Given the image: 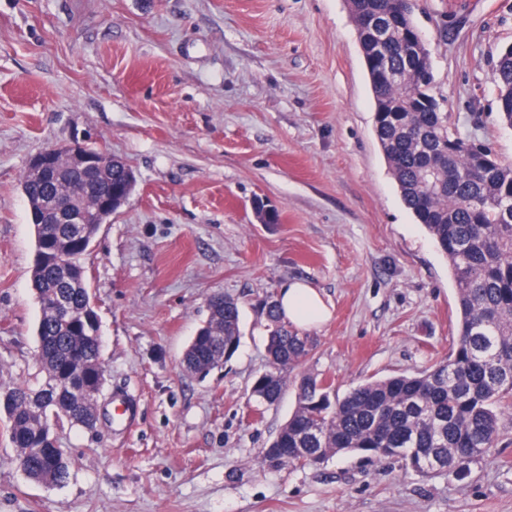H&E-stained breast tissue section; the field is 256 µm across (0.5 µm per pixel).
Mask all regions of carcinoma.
I'll use <instances>...</instances> for the list:
<instances>
[{
    "label": "carcinoma",
    "mask_w": 512,
    "mask_h": 512,
    "mask_svg": "<svg viewBox=\"0 0 512 512\" xmlns=\"http://www.w3.org/2000/svg\"><path fill=\"white\" fill-rule=\"evenodd\" d=\"M355 24L368 31L385 25L387 41L361 42L374 99V131L404 205L448 261L457 295V334L448 354L414 375L367 380L336 395L331 380L304 375L297 406L271 443L261 450L263 466L320 465L332 457L361 452L397 458L422 477L462 480L470 466L487 457L503 434L500 416L512 407V165L477 139L461 137L442 110L431 51L414 20L396 0H350ZM497 121L512 128V46L499 55L493 72ZM123 161L107 156L96 179L69 166L49 181L26 172V197L36 238L32 286L39 304L36 335L45 413L73 425L97 412L94 389L102 371V343L91 305L82 241L94 239L104 219L99 206L123 193ZM86 183L80 204L88 221L63 223L50 197ZM77 315L55 310L60 297ZM209 317L183 355V367L200 373L218 367L241 340L238 303L209 298ZM267 370L255 380L251 397L273 406L291 373L315 349L267 304ZM35 389L19 383L0 391V413L10 423L13 445L25 456L24 472L35 482L63 486L69 466L60 448L41 447L37 406L25 397Z\"/></svg>",
    "instance_id": "carcinoma-1"
}]
</instances>
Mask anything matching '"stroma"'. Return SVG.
<instances>
[{"mask_svg":"<svg viewBox=\"0 0 512 512\" xmlns=\"http://www.w3.org/2000/svg\"><path fill=\"white\" fill-rule=\"evenodd\" d=\"M415 20L460 131L512 161L492 81L512 0H418ZM373 112L346 0H0V389L42 379L30 158L82 142L136 178L84 257L98 424L58 428L70 480L55 487L26 477L0 414V512H512V413L461 481L356 453L260 463L297 405L292 385L261 413L249 402L283 285L328 304L296 373L341 394L424 370L456 336L448 262L402 203ZM216 293L239 303L240 346L191 374L183 354ZM117 393L137 407L123 429Z\"/></svg>","mask_w":512,"mask_h":512,"instance_id":"obj_1","label":"stroma"}]
</instances>
